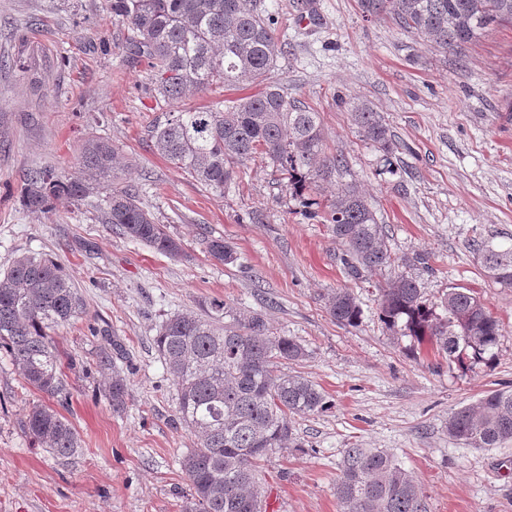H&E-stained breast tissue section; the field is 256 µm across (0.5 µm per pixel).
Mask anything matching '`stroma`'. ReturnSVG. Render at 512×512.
<instances>
[{"instance_id":"stroma-1","label":"stroma","mask_w":512,"mask_h":512,"mask_svg":"<svg viewBox=\"0 0 512 512\" xmlns=\"http://www.w3.org/2000/svg\"><path fill=\"white\" fill-rule=\"evenodd\" d=\"M256 0L285 45L272 82L321 114L347 168L321 197L352 183L371 199L396 257L411 266L428 303L453 288L476 291L502 323L491 363L462 369L430 341L393 334L379 318L378 286L401 269L360 282L340 261L326 224L307 219L263 159L249 161L224 194L206 190L161 156L149 137L166 107L146 89L145 62L127 57V31L109 0H0V268L21 254L56 257L80 289L82 316L58 333L63 394L27 385L0 352V512H181L189 488L179 461L195 438L177 418V391L155 346L159 325L213 300L263 314L271 331L298 340L307 357L291 371L316 383L332 406L296 419L300 449L263 463L268 512H337L345 449L387 450L423 492L425 512H512V442L478 449L449 439L451 412L486 392L512 390V288L484 276L470 244L512 242V24L461 52L442 53L360 0ZM26 67L14 65L19 41ZM365 100L392 134L393 167L361 140L348 104ZM112 140L125 164L118 187L183 245L170 257L104 223L93 203L62 200L52 213L17 199L30 171L70 170L88 136ZM262 211L252 222L248 208ZM224 238L236 259L206 250ZM352 289L357 327L330 316L326 299ZM127 404L106 397L108 344ZM43 404L64 415L80 447L62 458L38 447L22 420Z\"/></svg>"}]
</instances>
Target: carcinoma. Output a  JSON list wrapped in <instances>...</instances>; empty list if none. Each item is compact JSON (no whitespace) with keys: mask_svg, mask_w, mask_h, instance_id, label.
Wrapping results in <instances>:
<instances>
[{"mask_svg":"<svg viewBox=\"0 0 512 512\" xmlns=\"http://www.w3.org/2000/svg\"><path fill=\"white\" fill-rule=\"evenodd\" d=\"M360 3L365 17L387 18L445 53L512 22V0ZM110 5L129 32L125 49L146 62L150 90L164 104L214 85L249 80L262 86L223 106L169 112L150 130L156 151L220 195L238 165L260 155L308 215L329 224L344 245L341 262L351 278L395 263L383 225L356 185L338 189L330 199L318 197L319 188L342 173L345 159L330 151L321 114L270 82L284 47L254 0H110ZM350 112L363 141L391 166V134L380 114L365 101L351 105ZM114 161L112 141L91 136L81 145L75 170L45 167L27 174L20 202L28 212L46 213L61 199L79 203L106 187V223L160 253L181 255V241L155 221L135 193L112 188ZM473 250L490 278L512 285V244L476 241ZM206 252L226 264L236 260L221 238L208 239ZM379 292L380 318L392 331L429 337L461 368L494 358L502 325L475 291L449 290L439 312L426 303L412 276L402 274ZM83 309L71 276L50 256L20 255L0 272V349L29 385L50 397L63 390L54 334ZM327 309L343 326L355 327L361 317L358 298L347 288L330 294ZM154 345L176 385L178 419L197 438L180 461L189 482L182 512H265L261 461L276 449L300 447L293 436L295 418L331 408L316 384L284 371L307 350L291 337L272 335L263 315L243 319L232 303L218 300L201 313L168 317ZM109 397L112 411L124 410L127 390L118 374ZM23 423L34 442L57 456L79 448L75 429L49 407H30ZM447 431L472 448L512 441V391H490L451 413ZM336 499L339 512H423L412 476L379 448L344 450Z\"/></svg>","mask_w":512,"mask_h":512,"instance_id":"obj_1","label":"carcinoma"}]
</instances>
